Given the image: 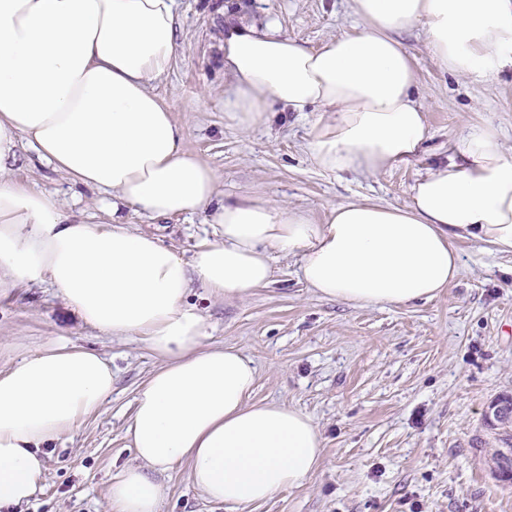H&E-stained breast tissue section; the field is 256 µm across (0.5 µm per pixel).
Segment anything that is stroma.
<instances>
[{
  "label": "stroma",
  "instance_id": "stroma-1",
  "mask_svg": "<svg viewBox=\"0 0 512 512\" xmlns=\"http://www.w3.org/2000/svg\"><path fill=\"white\" fill-rule=\"evenodd\" d=\"M245 15L320 47L356 32L351 0H178L181 51L153 91L183 126L185 150L212 166L225 199L263 195L324 223L332 203L401 206L415 180L447 162L471 126H489L512 148V68L465 79L438 67L422 30L400 35L418 76L414 98L429 130L422 151L376 174L315 168L306 143L314 113L273 107L266 125L241 132L224 118V20ZM14 178L104 220L97 192L75 187L23 153ZM133 230L159 237L184 259L211 237L203 217L152 220L124 209ZM460 271L446 291L405 305L359 307L324 299L299 277L300 260L276 257L270 284L226 302L204 288L189 299L210 342L251 358L255 401L308 413L324 437L307 483L257 505H218L192 486L187 467L159 478L160 512H512V484L491 475L495 442L483 424L495 397L512 395V256L464 236ZM57 338L99 352L112 366V395L100 412L45 451L42 490L15 512H105L112 477L132 463L126 428L136 390L158 361L139 341L81 324L56 291L28 283L0 299V368L17 348Z\"/></svg>",
  "mask_w": 512,
  "mask_h": 512
}]
</instances>
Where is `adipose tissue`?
<instances>
[{
	"label": "adipose tissue",
	"instance_id": "1",
	"mask_svg": "<svg viewBox=\"0 0 512 512\" xmlns=\"http://www.w3.org/2000/svg\"><path fill=\"white\" fill-rule=\"evenodd\" d=\"M361 24L311 49L245 18L224 34V117L242 131L273 105L317 110L308 154L319 170L375 175L417 156L428 128L416 71L398 39L421 29L460 77L512 66V0H352ZM177 0H0V298L20 282L55 288L78 319L137 339L159 364L138 387L127 436L135 461L113 479L109 512H159L157 475L184 465L215 504L250 505L303 486L323 448L308 414L254 402L253 362L206 344L188 297L225 301L268 284L273 254L301 258L323 298L355 306L433 299L455 281L456 238L512 255V152L475 127L454 157L420 175L402 206H329L325 223L251 196L220 200L214 169L183 146L184 129L152 85L179 53ZM72 184L103 194L109 219L66 213L12 177L21 149ZM204 217L213 228L192 260L131 230L121 211ZM112 394L99 353L52 340L0 370V512L28 503L43 450Z\"/></svg>",
	"mask_w": 512,
	"mask_h": 512
}]
</instances>
